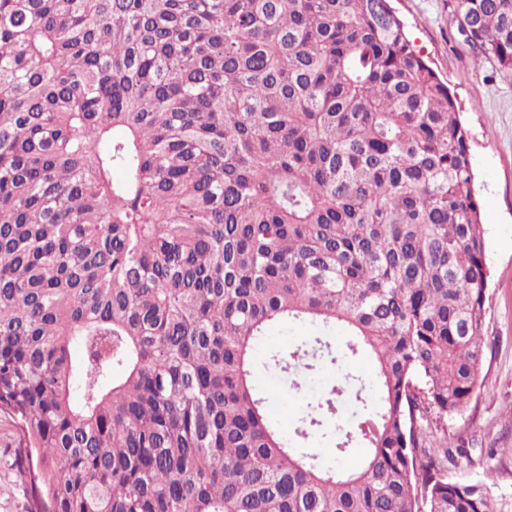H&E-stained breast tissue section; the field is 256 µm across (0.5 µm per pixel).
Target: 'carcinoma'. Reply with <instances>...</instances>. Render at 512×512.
Returning <instances> with one entry per match:
<instances>
[{"label":"carcinoma","instance_id":"1","mask_svg":"<svg viewBox=\"0 0 512 512\" xmlns=\"http://www.w3.org/2000/svg\"><path fill=\"white\" fill-rule=\"evenodd\" d=\"M451 22L512 78V0ZM473 180L391 0H0V415L30 512H498L446 475L485 359ZM274 324L316 329L271 355L289 390L339 376L294 438L360 439L358 469L271 419ZM360 353L381 403L338 424Z\"/></svg>","mask_w":512,"mask_h":512}]
</instances>
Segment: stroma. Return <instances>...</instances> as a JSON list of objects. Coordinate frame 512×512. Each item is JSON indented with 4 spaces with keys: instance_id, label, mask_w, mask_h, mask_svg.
<instances>
[{
    "instance_id": "obj_1",
    "label": "stroma",
    "mask_w": 512,
    "mask_h": 512,
    "mask_svg": "<svg viewBox=\"0 0 512 512\" xmlns=\"http://www.w3.org/2000/svg\"><path fill=\"white\" fill-rule=\"evenodd\" d=\"M392 5L411 41L447 82L470 130L474 190L488 242L487 357L469 406L448 421L449 437L463 439L469 449L448 476L484 483L499 512H512V79L465 42L450 21L448 0H393ZM303 333L300 327H272L255 351V384L272 395L269 414L288 435L299 405L282 399L286 380L265 362ZM17 441L12 423L0 417V512L29 510L28 480L15 464Z\"/></svg>"
}]
</instances>
